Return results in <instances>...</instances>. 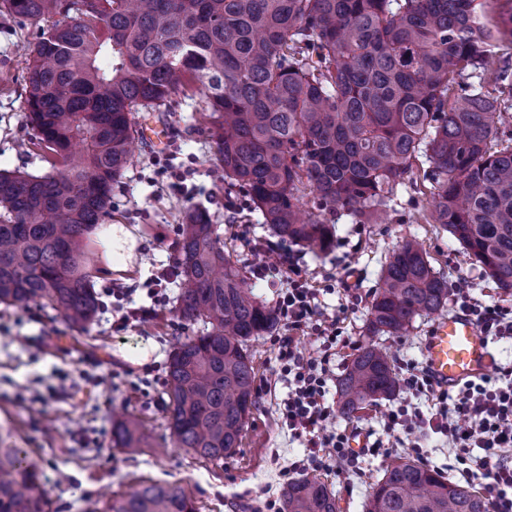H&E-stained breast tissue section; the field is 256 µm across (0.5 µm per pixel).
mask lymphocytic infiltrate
Masks as SVG:
<instances>
[{"label":"lymphocytic infiltrate","instance_id":"1","mask_svg":"<svg viewBox=\"0 0 512 512\" xmlns=\"http://www.w3.org/2000/svg\"><path fill=\"white\" fill-rule=\"evenodd\" d=\"M254 252L272 255L284 273L286 286L275 301L289 333L279 337V371L288 381V393L279 404V422L292 438L303 442L306 453L291 468H330L342 463L347 472L362 471L359 452L350 446L343 431L328 430L334 409L328 401L335 378L333 361L337 348L346 346L340 321L319 309V291L310 284L287 250L267 240L254 244ZM455 303L481 326L489 339H512V308L484 304L468 288L457 289ZM312 330L321 343L316 353L298 351L295 332ZM414 395L427 398L431 407L422 411L412 403L399 405L386 415L389 430L409 440L417 456H424L420 442L433 431L448 439V447L462 469L461 476L485 490L493 512H512V366L498 367L495 376L442 387L426 368H412L403 379Z\"/></svg>","mask_w":512,"mask_h":512}]
</instances>
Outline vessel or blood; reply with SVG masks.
Masks as SVG:
<instances>
[{
    "mask_svg": "<svg viewBox=\"0 0 512 512\" xmlns=\"http://www.w3.org/2000/svg\"><path fill=\"white\" fill-rule=\"evenodd\" d=\"M424 355L433 377L448 386L489 374L494 360L488 336L461 313L435 323L425 341Z\"/></svg>",
    "mask_w": 512,
    "mask_h": 512,
    "instance_id": "vessel-or-blood-1",
    "label": "vessel or blood"
}]
</instances>
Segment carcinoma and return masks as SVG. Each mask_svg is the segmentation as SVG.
<instances>
[{"label": "carcinoma", "mask_w": 512, "mask_h": 512, "mask_svg": "<svg viewBox=\"0 0 512 512\" xmlns=\"http://www.w3.org/2000/svg\"><path fill=\"white\" fill-rule=\"evenodd\" d=\"M500 0H0V15L40 26L27 59V118L52 172L0 168V304L45 300L76 327L99 302L85 234L110 215L132 159L133 115L190 90L229 188L281 239L316 255L336 244L327 216L378 224L413 160L429 163L426 221L512 294V10ZM178 312L209 330L187 336L166 370L172 444L220 462L256 405L248 342L279 323L224 254L209 213L177 240ZM448 279L413 240L388 253L367 333L406 336L440 312ZM388 353L365 345L338 380V412L393 396ZM112 442L142 445L132 415ZM0 512H48L27 449L0 440ZM104 512H197L179 486L151 482ZM281 512H337L328 486L302 477ZM366 512H492L470 485L405 456L384 469Z\"/></svg>", "instance_id": "1"}]
</instances>
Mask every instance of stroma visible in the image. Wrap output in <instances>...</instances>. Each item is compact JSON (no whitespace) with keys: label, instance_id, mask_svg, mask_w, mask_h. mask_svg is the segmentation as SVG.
<instances>
[{"label":"stroma","instance_id":"stroma-1","mask_svg":"<svg viewBox=\"0 0 512 512\" xmlns=\"http://www.w3.org/2000/svg\"><path fill=\"white\" fill-rule=\"evenodd\" d=\"M38 32L30 21L0 17V164L43 175L51 166L34 144L25 109L26 48ZM135 121L163 127L168 140L161 146L139 144L112 188L109 221L124 225L135 238L134 259L127 270H108L97 232L88 233L87 243L96 292L123 289L134 306L149 307L152 313L123 327L118 312L104 307L81 332L43 303L0 305V439L28 449L40 471L49 512H101L110 498L155 481L181 486L198 512H268L270 503L281 500L289 464L304 455L301 443L289 438L278 421L277 402L288 388L277 376L276 338L286 335V326L250 341L255 383L267 392L258 396L235 453L211 463L191 449L172 447L166 421L170 352L203 326L187 324L178 316V284L168 285L160 301L148 290L157 271L177 266L176 243L186 211L203 208L217 224L225 250L249 272L257 295L274 303L281 277L272 269L264 276L254 275L261 258L246 246L252 239H271L272 233L242 194L225 189L224 168L205 132L208 121L199 98L177 97L169 110L139 112ZM430 188L421 164H414L385 223L358 224L349 215L337 216L336 246L319 257L288 243L302 272L320 288L322 305L336 314L349 338L348 345L336 351L337 372H344L365 344L364 327L382 264L404 240L418 241L449 284L464 278L476 298L512 304V295L497 290L448 231L423 220ZM230 201L239 206V214L227 211ZM433 323V318L422 316L411 335L377 336L378 345L390 353L397 376H404L408 364H423L422 346ZM144 350L150 357L142 363L138 356ZM409 397L406 389H399L360 417L347 420L336 414L327 426L353 431L357 446L383 440L393 444L390 456L411 455L410 445L397 443L384 419L387 411ZM118 412L135 415L141 423L143 442L137 453L112 443V420ZM388 458L365 456L361 475L350 480L332 468L314 470L313 475L333 490L339 512H364Z\"/></svg>","mask_w":512,"mask_h":512}]
</instances>
